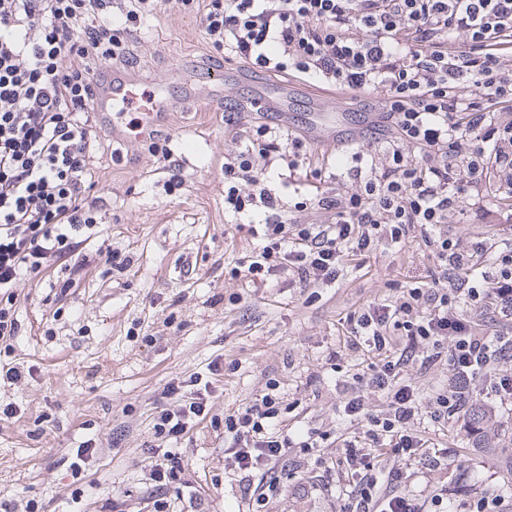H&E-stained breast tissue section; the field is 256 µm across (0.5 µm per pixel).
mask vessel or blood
I'll return each instance as SVG.
<instances>
[{
	"mask_svg": "<svg viewBox=\"0 0 512 512\" xmlns=\"http://www.w3.org/2000/svg\"><path fill=\"white\" fill-rule=\"evenodd\" d=\"M224 77V71L212 72V85L203 92L194 86V73L179 64L172 68L170 78L151 85L137 66L122 60L93 77L94 107L113 139L125 144L142 139L147 130L160 125L175 105L189 101L202 106L217 105L224 92ZM251 101L259 111L287 113L288 88H254ZM132 109L138 112V121L133 125L126 120Z\"/></svg>",
	"mask_w": 512,
	"mask_h": 512,
	"instance_id": "obj_1",
	"label": "vessel or blood"
}]
</instances>
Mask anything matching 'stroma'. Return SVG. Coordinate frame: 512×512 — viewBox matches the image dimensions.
Instances as JSON below:
<instances>
[{
    "mask_svg": "<svg viewBox=\"0 0 512 512\" xmlns=\"http://www.w3.org/2000/svg\"><path fill=\"white\" fill-rule=\"evenodd\" d=\"M125 46L154 81L179 63L204 78L227 62L209 47L198 20L172 6L127 35ZM290 78L302 91L286 115L267 121L308 134L313 159L321 161L326 144L311 131L314 96L323 87L297 72ZM256 81L280 78L248 71L244 81L225 82L221 107H180L159 126L180 186H168L170 174L147 142L118 148L103 133L93 195L107 222L101 236L80 246L79 287L59 301L48 279L14 286L18 330L0 351V364L21 373L0 382V405L16 409L0 423V502L11 512H154V418L168 403V382L193 375L210 377L214 393L207 419L177 443L184 470L181 487L165 493L169 512H237L238 484L224 473V416L260 399L271 380L279 384L277 429L313 432L320 445L307 456L289 449L311 481H289L262 512H336L347 478L323 462L360 427L339 410L329 358L339 353L341 369L353 374L372 361L345 350L343 321L393 297L394 284L427 276L433 262L412 238L378 248L313 295L279 276L258 290L231 277L259 243L251 225L224 213V158L234 152L237 132L255 120L249 98ZM332 104L355 145H366L364 118L379 111V94L344 93ZM448 231L469 244L512 240V207L471 196L463 213L449 215ZM107 247L128 257L130 268L106 265L99 252ZM215 360L224 365L218 376L209 373ZM419 428L446 469L415 470L407 485L415 498L430 501L444 488L452 512H462L512 474L511 462L492 456L496 440L477 437L463 418L438 426L424 418ZM87 441L92 452L76 462Z\"/></svg>",
    "mask_w": 512,
    "mask_h": 512,
    "instance_id": "stroma-1",
    "label": "stroma"
}]
</instances>
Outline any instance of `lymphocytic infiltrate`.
<instances>
[{"label": "lymphocytic infiltrate", "instance_id": "1", "mask_svg": "<svg viewBox=\"0 0 512 512\" xmlns=\"http://www.w3.org/2000/svg\"><path fill=\"white\" fill-rule=\"evenodd\" d=\"M159 0H129L114 17L112 0H0V291L28 276H50L103 222L91 192L100 126L91 78L103 62L122 58L124 35L156 15ZM196 15L209 45L262 71L294 70L362 94L382 93L386 135L353 152L354 188L317 190L296 210L330 215L325 224L288 223L272 189L305 164L301 134L250 126L224 159V211L257 218L264 240L234 270L247 287L286 276L304 288L337 281L349 261L417 232L436 271L397 288L395 298L368 303L346 317V348L376 357L354 374L356 391L342 399L346 416L365 422L332 465L350 478L340 512H425L408 494V468L437 458L415 424H441L460 414L474 391L512 401V334L479 333L461 304H487L494 321L512 322V243L465 244L448 232L488 167L503 178L488 188L512 197V0H173ZM469 84L474 97L459 94ZM444 364L448 384L429 402L401 383L405 368ZM276 383L259 402L224 418L231 440L226 473L238 476L247 512L282 493L289 448H314L275 430ZM387 399L385 412L366 396ZM176 408L155 418L164 447L151 448L158 490L177 487L183 460L173 441L208 414L210 386L172 381ZM399 459L383 470L382 455ZM261 472L253 482V472Z\"/></svg>", "mask_w": 512, "mask_h": 512}]
</instances>
